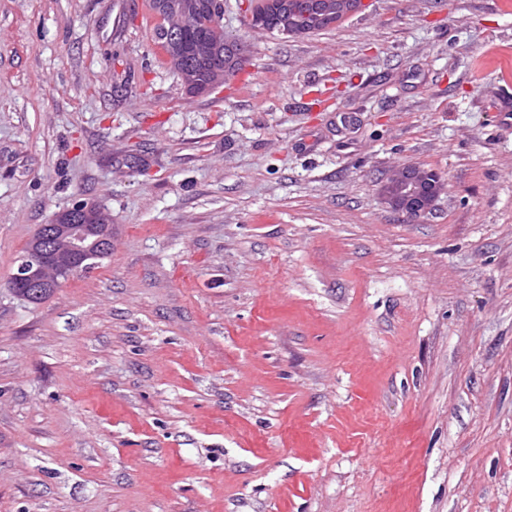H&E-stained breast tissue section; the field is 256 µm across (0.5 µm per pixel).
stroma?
I'll list each match as a JSON object with an SVG mask.
<instances>
[{"label":"stroma","instance_id":"obj_1","mask_svg":"<svg viewBox=\"0 0 512 512\" xmlns=\"http://www.w3.org/2000/svg\"><path fill=\"white\" fill-rule=\"evenodd\" d=\"M142 3L0 0V512H512V0H224L194 96ZM82 201L111 253L13 294ZM278 33L289 38L302 37L319 28L334 26L365 8L364 0H282ZM198 54L204 58L215 57L219 59H224V71L227 69L225 65V59H227V55L230 56L233 63H238V65H244L246 62V50L243 44L238 42L233 45L231 42L223 45L212 44V43H203L198 48ZM443 186L441 176L434 170L409 164L382 186L381 194L393 211L418 218L433 209Z\"/></svg>","mask_w":512,"mask_h":512}]
</instances>
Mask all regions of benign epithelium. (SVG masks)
Listing matches in <instances>:
<instances>
[{"instance_id":"obj_1","label":"benign epithelium","mask_w":512,"mask_h":512,"mask_svg":"<svg viewBox=\"0 0 512 512\" xmlns=\"http://www.w3.org/2000/svg\"><path fill=\"white\" fill-rule=\"evenodd\" d=\"M202 8L196 0H182L177 14L193 31ZM364 8V0H283L278 33L289 38L302 37L325 25L333 26ZM198 54L204 58H230L240 65L246 62V50L241 43H203ZM443 186L437 172L409 164L382 186L381 194L393 211L418 218L433 209ZM111 249L112 225L101 223L97 205L82 202L56 215L52 223L39 227L10 277V288L25 293L33 302L40 301L62 287L70 270L106 257Z\"/></svg>"}]
</instances>
